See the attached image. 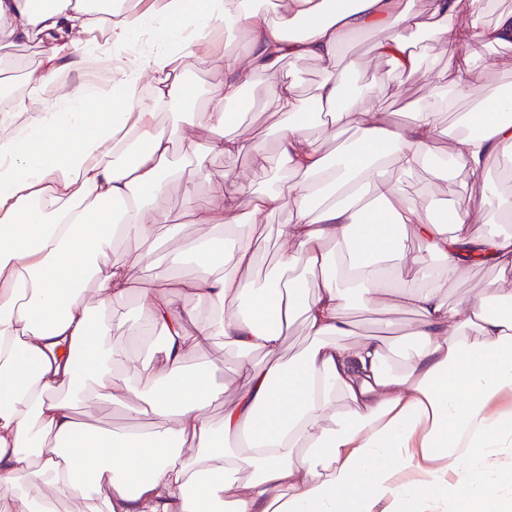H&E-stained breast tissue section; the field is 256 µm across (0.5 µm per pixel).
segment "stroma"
Listing matches in <instances>:
<instances>
[{"label":"stroma","mask_w":512,"mask_h":512,"mask_svg":"<svg viewBox=\"0 0 512 512\" xmlns=\"http://www.w3.org/2000/svg\"><path fill=\"white\" fill-rule=\"evenodd\" d=\"M502 10H512V0H491L488 9L476 18L472 15L469 0H464L459 21L465 25L476 23L478 31L472 34L469 42L456 49L458 55L476 56L482 84L498 89L512 88V47L504 48L484 42L479 30L490 25L496 14ZM381 37V32L371 31L347 41L338 65L345 69L351 85L367 95L374 110L386 113L393 123L401 125L408 122L413 107L427 98L435 81L450 80L448 54L431 31H416L413 35L416 49L429 74L424 78L411 77L390 69L385 62L372 59L371 46ZM223 49L224 39L220 36L209 40L203 46L202 52L209 58L210 63L205 67H190L187 81L192 94L183 103V110H194L208 93L217 90L223 83ZM39 58V49L32 44L0 49V68L6 73L4 82L0 83V108L8 107L11 100L23 92L21 76L35 67ZM245 95L251 108L235 114L234 126L238 131L251 136L265 150V162H256L249 154L210 155L207 160V178H195L191 169H184L180 179L171 182L165 195L157 199L159 208L182 215L195 208L220 209L224 193V174L228 171L233 172L237 182L250 191L298 182L299 173L289 169L276 153L275 141L281 115L267 103V86L264 80L254 77L246 87ZM507 162V156L501 155L491 160L479 174L463 170L443 177L437 176L434 167L426 165L402 175L401 184L418 211L431 209L440 214L474 197L478 185L483 183L495 185L501 194L512 195V181L503 180L501 177V170ZM291 216L290 206L285 205L273 213L259 216L251 224L250 231L259 243L258 258L251 271L252 278L257 282L271 284L276 277L282 276L280 254L283 230ZM114 248L123 255L131 269L132 288L136 294L167 280H189L197 274L196 267L190 262L176 269L163 260L148 267L140 265L134 245L123 239L116 240ZM346 315L354 326L356 339L381 336L387 358L391 361L398 357L396 340L399 334L407 331L417 320L415 313L406 310L386 314L367 312L355 305L347 308ZM187 363L193 369L200 366L211 367L216 382L223 385V395L212 401L208 407L212 423H220L224 418L225 407L233 403L240 389L239 354L234 347L218 339L205 349L189 354ZM83 414L88 427L99 434L135 433L154 430L162 425L161 420L155 418H130L123 404L108 399L90 401Z\"/></svg>","instance_id":"1"}]
</instances>
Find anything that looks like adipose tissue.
<instances>
[{
  "instance_id": "adipose-tissue-1",
  "label": "adipose tissue",
  "mask_w": 512,
  "mask_h": 512,
  "mask_svg": "<svg viewBox=\"0 0 512 512\" xmlns=\"http://www.w3.org/2000/svg\"><path fill=\"white\" fill-rule=\"evenodd\" d=\"M462 0H279L269 20L261 0H0V46L37 43L41 58L23 78L24 95L0 119V489L13 512H56L55 498L83 512H512V415L497 401L512 396V233L475 235L477 207L512 219V197L483 185L479 206L452 208L446 220L420 215L385 169L424 165L441 133L442 108L470 103L453 167L483 171L512 147V97L481 85L477 65L449 55L452 79L417 105L409 122L391 123L347 83L336 60L344 42L382 27L373 56L411 76L422 71L413 33L432 30L452 46L471 31L460 25ZM225 29L245 42L224 48V82L200 113L178 111L189 63L206 65L200 45ZM108 60L105 90L63 77L90 55ZM322 65L313 105L282 74L285 59ZM255 75L268 80L270 105L282 114L277 150L303 173L296 187L235 189L226 176L224 225L188 213L206 228L199 239L171 240L173 259L190 256L197 278L161 283L139 297L137 338L157 339L141 373L115 392L108 347L86 303L124 304L132 293L115 239L136 243L151 264L158 229L172 214L155 206L175 177L174 152L205 176L214 153L239 155L249 139L229 133L230 105L241 103ZM150 87L142 101L141 83ZM336 113L356 140L322 153L306 135L311 107ZM24 121H17V114ZM169 127L156 124L158 114ZM205 126L206 137L194 129ZM383 208H376V201ZM291 205L284 268H302L287 290L250 277L259 244L240 223ZM421 243L405 251L400 227ZM494 262L500 279L477 299L448 298L470 267ZM413 270L405 282L394 271ZM233 301L239 313L197 319V309ZM405 309L418 314L400 368L385 362L379 338L348 344L345 310ZM501 305L488 311L489 302ZM313 341L282 364L276 353L295 321ZM224 337L240 353L242 390L220 426L206 414L220 389L187 355ZM128 399L131 416L151 409L162 429L102 436L76 412L85 384ZM349 408L336 409L337 399ZM50 486L36 497L31 488Z\"/></svg>"
}]
</instances>
